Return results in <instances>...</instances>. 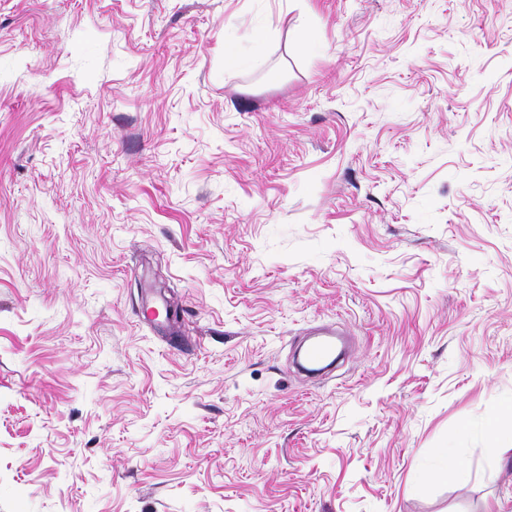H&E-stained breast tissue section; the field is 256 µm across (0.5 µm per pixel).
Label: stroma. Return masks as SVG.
Listing matches in <instances>:
<instances>
[{"label": "stroma", "instance_id": "35a3bbf8", "mask_svg": "<svg viewBox=\"0 0 512 512\" xmlns=\"http://www.w3.org/2000/svg\"><path fill=\"white\" fill-rule=\"evenodd\" d=\"M511 403L512 0H0V512H512Z\"/></svg>", "mask_w": 512, "mask_h": 512}]
</instances>
